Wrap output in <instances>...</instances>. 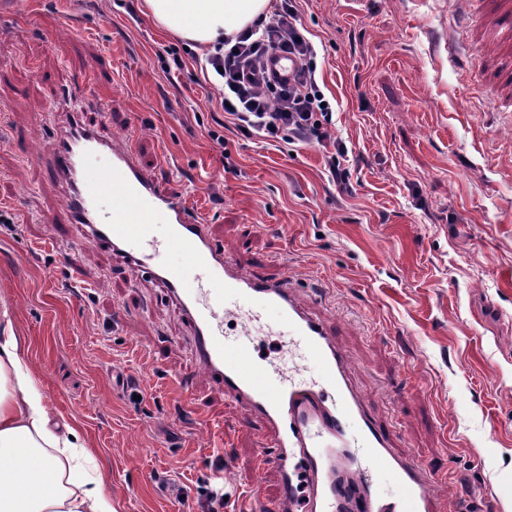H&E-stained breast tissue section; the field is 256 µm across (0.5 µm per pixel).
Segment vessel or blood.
I'll return each mask as SVG.
<instances>
[{
    "mask_svg": "<svg viewBox=\"0 0 512 512\" xmlns=\"http://www.w3.org/2000/svg\"><path fill=\"white\" fill-rule=\"evenodd\" d=\"M297 67L295 59L275 54L265 73L285 81ZM46 160L63 187L69 223L128 269L163 284L192 324L203 379L246 405L268 431L269 443L258 450L260 463L277 474L281 489L262 512H434L425 466L393 451L389 433L350 383L332 319L303 302L291 277L244 268L181 188L156 180L130 149L103 137L80 114H71L53 138ZM157 225L167 230L160 241L153 235ZM160 246L178 251L187 267L199 271L212 296L201 299L182 271L158 266L154 252ZM241 301L277 309L296 344L319 362L320 380L276 376L256 357L254 336L225 335L224 315ZM383 470L403 487L402 499L378 494L375 478Z\"/></svg>",
    "mask_w": 512,
    "mask_h": 512,
    "instance_id": "b4317fda",
    "label": "vessel or blood"
}]
</instances>
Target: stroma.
<instances>
[{"label":"stroma","mask_w":512,"mask_h":512,"mask_svg":"<svg viewBox=\"0 0 512 512\" xmlns=\"http://www.w3.org/2000/svg\"><path fill=\"white\" fill-rule=\"evenodd\" d=\"M348 147L345 183L321 147L208 133L218 94L143 0H12L0 17V301L55 420L77 423L115 512H224L274 500L268 440L202 381L193 330L149 277L73 243L36 158L67 113L178 185L245 266L323 291L350 378L402 450L430 470L437 512H512V97L462 0H292ZM177 53L178 69L165 58ZM75 252L77 263L64 260ZM284 372L321 368L275 309L238 317Z\"/></svg>","instance_id":"1"}]
</instances>
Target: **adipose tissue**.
<instances>
[{
    "label": "adipose tissue",
    "mask_w": 512,
    "mask_h": 512,
    "mask_svg": "<svg viewBox=\"0 0 512 512\" xmlns=\"http://www.w3.org/2000/svg\"><path fill=\"white\" fill-rule=\"evenodd\" d=\"M156 25L211 46L264 18L268 0H145ZM0 302V512H114L102 480L72 464L86 446L70 423L54 421Z\"/></svg>",
    "instance_id": "ef3b65f1"
}]
</instances>
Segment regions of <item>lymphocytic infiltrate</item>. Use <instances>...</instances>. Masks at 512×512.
<instances>
[{"label": "lymphocytic infiltrate", "mask_w": 512, "mask_h": 512, "mask_svg": "<svg viewBox=\"0 0 512 512\" xmlns=\"http://www.w3.org/2000/svg\"><path fill=\"white\" fill-rule=\"evenodd\" d=\"M284 52L299 67L285 83L264 77L269 55ZM317 52L297 25L293 9L285 7L265 20L225 36L206 53L205 61L222 80L217 91L225 114L236 129L266 140H288L325 147V163L334 181L345 179L342 161L347 146L332 133L333 109L316 79Z\"/></svg>", "instance_id": "1"}]
</instances>
